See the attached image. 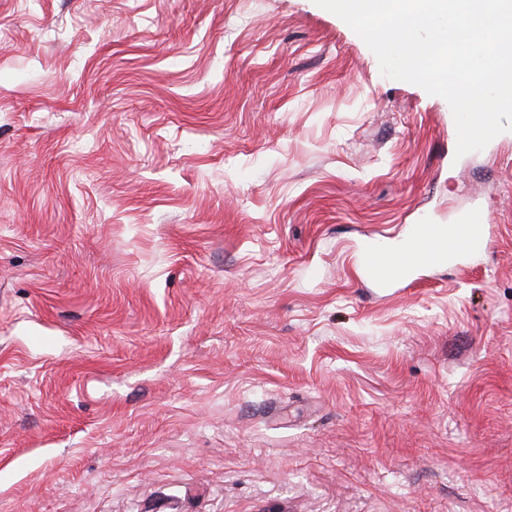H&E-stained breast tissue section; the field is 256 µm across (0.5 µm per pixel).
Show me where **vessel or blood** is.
Here are the masks:
<instances>
[{
  "instance_id": "b4317fda",
  "label": "vessel or blood",
  "mask_w": 512,
  "mask_h": 512,
  "mask_svg": "<svg viewBox=\"0 0 512 512\" xmlns=\"http://www.w3.org/2000/svg\"><path fill=\"white\" fill-rule=\"evenodd\" d=\"M415 246L409 251L370 247L363 254V273L368 280L387 284L409 271L441 263L446 256L468 255L490 243V227L482 212L474 211L461 223L442 228L434 224L414 225Z\"/></svg>"
}]
</instances>
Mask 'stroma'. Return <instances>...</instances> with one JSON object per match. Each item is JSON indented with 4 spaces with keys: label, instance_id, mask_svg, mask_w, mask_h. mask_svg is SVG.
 <instances>
[{
    "label": "stroma",
    "instance_id": "obj_1",
    "mask_svg": "<svg viewBox=\"0 0 512 512\" xmlns=\"http://www.w3.org/2000/svg\"><path fill=\"white\" fill-rule=\"evenodd\" d=\"M456 142L313 0H0V512H512V131ZM446 228L436 224H415L412 232L415 248L398 251L386 247H369L363 254V273L368 280L387 284L404 277L409 271L441 263L446 256L468 255L490 243V227L482 212H470L460 224Z\"/></svg>",
    "mask_w": 512,
    "mask_h": 512
}]
</instances>
